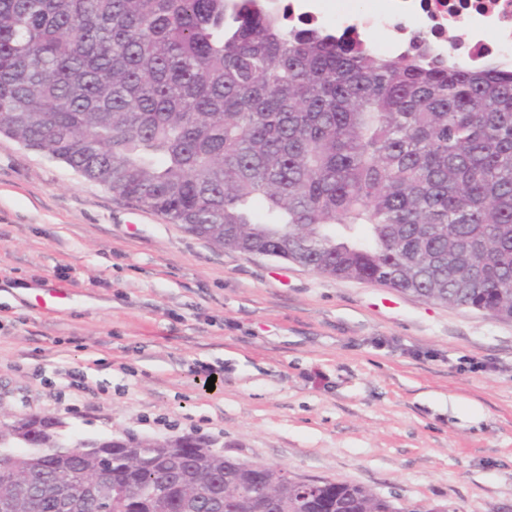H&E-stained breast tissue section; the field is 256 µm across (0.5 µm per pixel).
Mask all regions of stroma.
Wrapping results in <instances>:
<instances>
[{
	"label": "stroma",
	"instance_id": "obj_1",
	"mask_svg": "<svg viewBox=\"0 0 512 512\" xmlns=\"http://www.w3.org/2000/svg\"><path fill=\"white\" fill-rule=\"evenodd\" d=\"M31 415L512 512V321L216 247L0 135V423Z\"/></svg>",
	"mask_w": 512,
	"mask_h": 512
}]
</instances>
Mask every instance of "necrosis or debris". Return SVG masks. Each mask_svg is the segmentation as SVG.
I'll use <instances>...</instances> for the list:
<instances>
[{
    "label": "necrosis or debris",
    "instance_id": "obj_1",
    "mask_svg": "<svg viewBox=\"0 0 512 512\" xmlns=\"http://www.w3.org/2000/svg\"><path fill=\"white\" fill-rule=\"evenodd\" d=\"M264 5L287 14L293 26L364 37L386 32V43H373L376 51H404L418 42L432 55L512 70V0H264ZM458 25L466 36L449 44L448 31Z\"/></svg>",
    "mask_w": 512,
    "mask_h": 512
}]
</instances>
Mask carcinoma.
I'll return each mask as SVG.
<instances>
[{"label":"carcinoma","instance_id":"obj_1","mask_svg":"<svg viewBox=\"0 0 512 512\" xmlns=\"http://www.w3.org/2000/svg\"><path fill=\"white\" fill-rule=\"evenodd\" d=\"M0 133L217 247L512 320V71L374 53L261 0H0ZM214 447L21 418L0 505L400 512Z\"/></svg>","mask_w":512,"mask_h":512}]
</instances>
